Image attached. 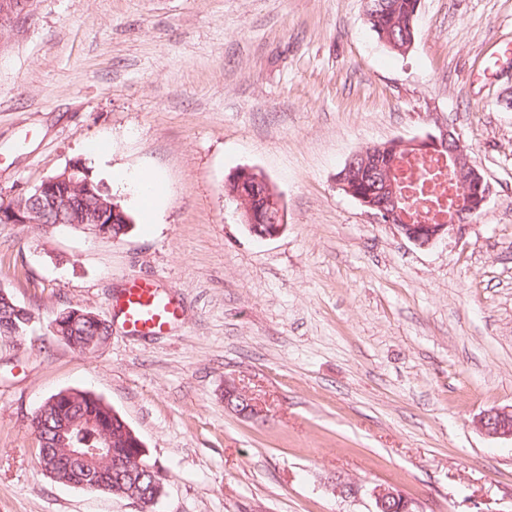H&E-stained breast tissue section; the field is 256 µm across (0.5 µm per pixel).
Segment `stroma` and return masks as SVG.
<instances>
[{"label": "stroma", "instance_id": "1", "mask_svg": "<svg viewBox=\"0 0 512 512\" xmlns=\"http://www.w3.org/2000/svg\"><path fill=\"white\" fill-rule=\"evenodd\" d=\"M441 123L491 192L420 248L336 175ZM73 166L124 208L110 169H152L165 201L117 242L0 224V289L34 315L23 345L0 339V512H141L41 472L32 415L66 388L166 472L155 512H372L387 484L419 512H512V442L473 424L512 406V0H420L403 55L363 0H32L0 31V205ZM243 167L281 195L280 236L225 195ZM142 281L183 302L168 334L113 322L90 355L52 339L60 313L111 319ZM228 378L259 418L225 409Z\"/></svg>", "mask_w": 512, "mask_h": 512}]
</instances>
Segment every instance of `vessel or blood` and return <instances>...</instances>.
I'll list each match as a JSON object with an SVG mask.
<instances>
[{
  "label": "vessel or blood",
  "instance_id": "obj_1",
  "mask_svg": "<svg viewBox=\"0 0 512 512\" xmlns=\"http://www.w3.org/2000/svg\"><path fill=\"white\" fill-rule=\"evenodd\" d=\"M130 331L147 336L168 333L183 318V307L174 296L161 293L155 284L140 282L122 289L111 299Z\"/></svg>",
  "mask_w": 512,
  "mask_h": 512
}]
</instances>
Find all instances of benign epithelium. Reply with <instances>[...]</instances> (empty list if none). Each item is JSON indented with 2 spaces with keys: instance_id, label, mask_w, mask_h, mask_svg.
I'll return each instance as SVG.
<instances>
[{
  "instance_id": "benign-epithelium-1",
  "label": "benign epithelium",
  "mask_w": 512,
  "mask_h": 512,
  "mask_svg": "<svg viewBox=\"0 0 512 512\" xmlns=\"http://www.w3.org/2000/svg\"><path fill=\"white\" fill-rule=\"evenodd\" d=\"M31 0H0V30L9 26L16 18L29 12ZM446 153L448 167L453 170L454 182L459 193L457 211L446 224L415 223L399 208L404 202L397 180L396 166L389 174L377 181L368 190H356L353 172L356 162L366 165L370 162L383 165L410 154ZM340 189L355 198L367 208L373 217L383 223H391L392 214L401 215V222L393 225L397 234L414 245L425 248L438 239L461 232L470 226L471 217L482 212L487 203L490 189L479 165L471 159L464 141L457 130L450 126H438V133L428 134L421 139L405 141L399 138L384 144L373 145L353 154L343 169L336 175ZM231 197L236 199L243 224L250 234L266 240L279 236L286 227L285 210L281 195L272 185L250 168L234 172L226 181ZM38 195L49 201L70 195L94 197V203L81 218L67 221L61 217L56 223H74L84 226L97 236L110 238L106 218L116 224L125 218L121 207L95 195L89 176L79 169L65 170L42 181ZM45 221L42 212L13 203L0 206L1 224H41ZM224 406L227 410L244 419H254L261 413V407L254 397L231 380L224 382ZM76 422L64 420L55 428L57 439L67 446L70 457L84 462L100 458L101 448H74L69 445V435ZM474 425L486 436L512 441V407L484 411L474 419ZM375 512H413V502L392 485H379L372 489Z\"/></svg>"
}]
</instances>
